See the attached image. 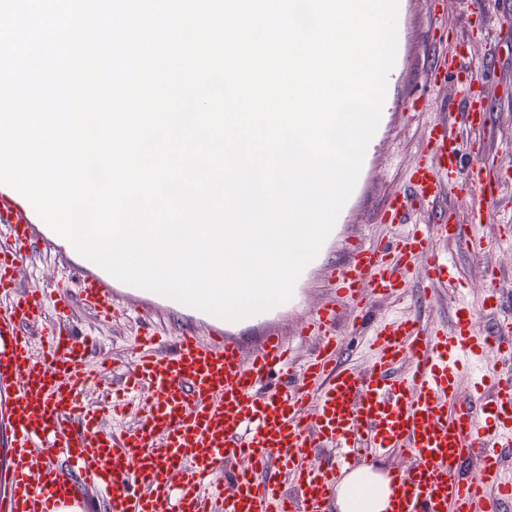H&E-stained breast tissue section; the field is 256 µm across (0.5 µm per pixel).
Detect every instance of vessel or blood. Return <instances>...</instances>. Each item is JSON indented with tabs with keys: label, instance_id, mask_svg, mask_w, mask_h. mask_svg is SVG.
Returning <instances> with one entry per match:
<instances>
[{
	"label": "vessel or blood",
	"instance_id": "1",
	"mask_svg": "<svg viewBox=\"0 0 512 512\" xmlns=\"http://www.w3.org/2000/svg\"><path fill=\"white\" fill-rule=\"evenodd\" d=\"M467 43L455 39L448 61L433 66L435 77H455L459 111L429 128L427 158L378 211L381 223L401 224L431 207L434 222L386 244L347 238L346 260L327 269V296L299 332L315 343L307 359H298L282 322L299 303L306 270L254 335L211 315L205 340L187 329L172 340L143 336L121 376L131 420L120 429H104L101 408L83 398L101 379L89 367L92 341L67 322L76 299L110 320L125 294L118 279L90 260L66 261L75 290L18 291L17 265L32 244L51 241L12 195L0 193V423L11 432L0 512H58L89 481L104 488L109 512H329L347 474L394 454L410 464L387 468L384 512H512V468L503 460L512 447V373L503 368L512 319L489 330L478 320L496 314L494 291L479 308L458 303L448 327L420 314L359 324L373 353L368 368L340 357L341 304L365 312L403 295L421 255L429 258L427 281L463 294L457 263L436 253L434 240L465 244L475 257L489 248L475 229L490 220L512 176L462 135L488 122L486 98L462 64ZM458 194L472 197L464 224L442 205ZM125 295L144 317L173 303L135 286ZM50 309L58 320L47 326ZM34 325L42 328L39 358L28 334ZM465 378L472 393L462 400ZM329 448L340 450L339 461L322 460ZM474 459L480 467L472 472Z\"/></svg>",
	"mask_w": 512,
	"mask_h": 512
}]
</instances>
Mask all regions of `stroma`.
<instances>
[{
	"instance_id": "obj_1",
	"label": "stroma",
	"mask_w": 512,
	"mask_h": 512,
	"mask_svg": "<svg viewBox=\"0 0 512 512\" xmlns=\"http://www.w3.org/2000/svg\"><path fill=\"white\" fill-rule=\"evenodd\" d=\"M460 0H408L405 23L408 52L407 67L399 79L401 91L410 97L427 100L420 112H385L376 139L371 142L365 160L367 190L357 207L341 218L344 235H363L374 240L396 238L403 230L399 224H377L373 211L382 199L400 189L410 169L426 150V135L431 124L447 118L456 103L454 82L434 83L429 74L431 60L444 58L458 27ZM487 16L475 25L470 42L467 65L481 79L485 97L491 106L485 144L495 153L503 168L512 169V0H486ZM498 44L500 54L495 67L487 65L490 44ZM512 225V183L506 185L490 223L481 225V235L492 248L482 261H474L465 245L436 240L434 247L452 254L461 269L468 289V303L475 306L488 282H495L500 292L503 314L512 315V239H505L503 228ZM346 258L343 242L323 256L322 268L313 271L302 296L300 307L288 318L289 331H296L323 295L324 271L327 264L341 263ZM60 271L52 255L31 251L29 259L16 274L23 290L51 288ZM434 298L433 313L445 323H452L456 308L454 294L438 289L422 275H414L406 294L373 304L375 316L391 313H413ZM72 319L77 330L101 339L99 359L123 361L128 346L140 331L135 314H128L110 325H101L96 316L81 306H74Z\"/></svg>"
}]
</instances>
